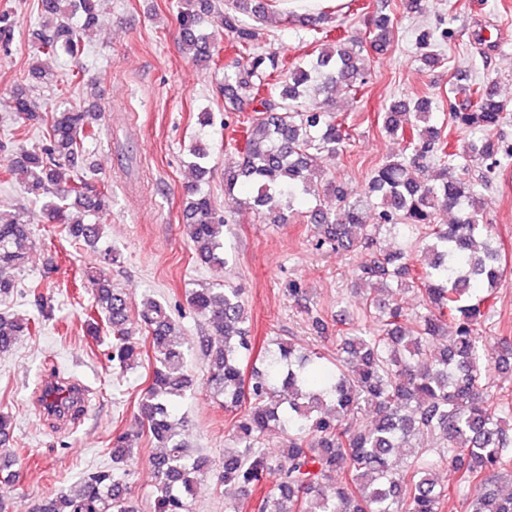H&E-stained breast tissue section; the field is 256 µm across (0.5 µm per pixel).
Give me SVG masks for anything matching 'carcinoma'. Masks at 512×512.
I'll use <instances>...</instances> for the list:
<instances>
[{
	"label": "carcinoma",
	"instance_id": "obj_1",
	"mask_svg": "<svg viewBox=\"0 0 512 512\" xmlns=\"http://www.w3.org/2000/svg\"><path fill=\"white\" fill-rule=\"evenodd\" d=\"M47 24L34 31L36 56L27 77L41 82L61 54L79 62L82 34L99 23L98 0H39ZM213 0H179L176 20L181 46L196 63L223 71L219 92L224 111L251 105L238 158L224 166V191L251 188L249 200L265 209L271 224H286L298 200H315L305 211L321 250H359L363 259L353 287L371 286L356 305L363 323L354 322L336 337V358L313 349L298 350L282 338L269 341L262 367L244 372L254 353L243 328L246 308L242 289L199 288L187 303L209 333L199 337L207 368V387L233 414L228 437L235 445L224 455L222 471L186 447L174 419L175 404L193 388L187 370L191 346L180 324L161 301L147 297L133 304L112 287L104 273L89 269L85 277L94 292L97 317L112 328L110 361L121 370L142 360L143 345L152 358L149 382L137 406L144 434L160 451L150 463L155 475L153 512H193L198 482L213 473L220 484L232 483L243 497L266 476L274 488L257 500L254 512H442L446 488L435 479L448 464L458 474L459 496L478 487L482 497L461 512H512V493L498 483L512 474V403L497 393V380L512 375V336L490 341L480 334L493 309V292L507 266L493 243V226L484 222L479 190L466 178L471 166L501 155L498 165L512 163V151L499 153L492 132L505 119L508 104L497 81L451 84L448 98L461 101L448 114L455 127L470 133L460 146L442 136L433 97L414 96L391 103L379 113L381 129L405 142L400 152L375 170L367 190L354 196L326 177L321 161L343 154L350 139L345 120L335 111L336 88L357 90L365 83L371 58L388 50L394 17L383 9L370 15L361 36L322 43L293 62L260 46L273 21L272 0H224L221 24L234 55L220 60L207 18ZM300 25L322 30L331 12L285 15ZM17 19L0 12V46L13 38ZM420 61L428 67L444 58L429 49L430 36L419 38ZM324 95L322 106L307 107L311 95ZM16 116L26 126L44 128L45 143L36 150L13 153L0 143V167L23 175V190L39 204L40 222L57 224L76 245L96 249L102 237L100 219L111 209L108 188L84 176L91 167L86 144L99 135L92 108L42 112L32 89L13 95ZM195 183L184 193L183 220L197 258L206 264L228 263L224 227L229 220L203 189L211 169L207 153L193 150ZM434 178L422 176L427 163ZM336 194V209L322 207L320 195ZM454 222H439L442 213ZM31 219L25 213H0V297L18 287L15 271L34 247ZM423 230L415 243L396 251L380 246L387 231L403 237ZM45 285L28 287L42 317L53 311ZM416 289L425 312L412 315L398 302H382L379 293ZM139 328L142 341L133 336ZM30 319L0 314V353L21 336L35 333ZM444 348L432 350L439 338ZM372 414L370 427L358 425L359 414ZM278 429L284 444L266 449L265 437ZM424 437L435 446L417 443ZM139 435H112V467L84 476L76 489L51 495L30 512H136L128 485V462ZM403 457L395 469L392 454ZM15 455L0 448V483L16 478Z\"/></svg>",
	"mask_w": 512,
	"mask_h": 512
}]
</instances>
